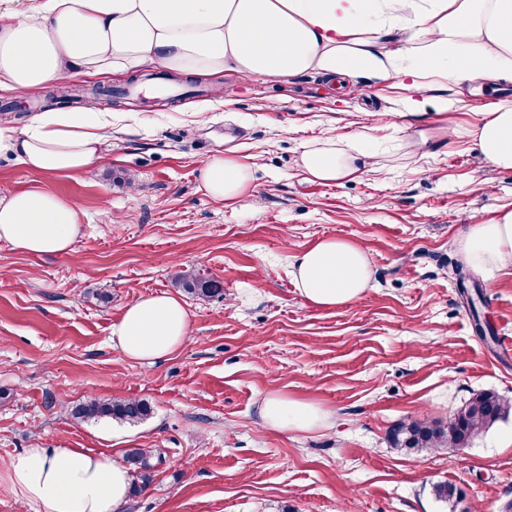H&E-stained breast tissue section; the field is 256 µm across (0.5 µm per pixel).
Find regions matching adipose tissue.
<instances>
[{
	"label": "adipose tissue",
	"mask_w": 512,
	"mask_h": 512,
	"mask_svg": "<svg viewBox=\"0 0 512 512\" xmlns=\"http://www.w3.org/2000/svg\"><path fill=\"white\" fill-rule=\"evenodd\" d=\"M153 65L185 79L231 72L280 80L312 71L377 82L437 74L455 81L512 75V0H34L0 11V89L31 93L66 75L132 74ZM109 121L100 112H43L23 128L0 120V156L30 170L77 177L104 163ZM493 168L512 170V104L484 113L473 128ZM374 154L364 139L322 140L301 155L310 179L333 184L362 174ZM214 199L244 203L252 165L214 155L200 169ZM82 211L44 188L0 189V240L23 252L65 254L81 231ZM476 271L512 267V209L467 227L456 242ZM291 276L319 308L358 299L371 286L365 252L324 238L293 256ZM189 329L182 301L161 293L130 304L112 340L134 361L178 351ZM271 429L314 432L330 418L322 406L283 394L266 397ZM14 487L45 512H119L132 478L111 455L80 448H28L11 457Z\"/></svg>",
	"instance_id": "adipose-tissue-1"
}]
</instances>
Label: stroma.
Here are the masks:
<instances>
[{
    "mask_svg": "<svg viewBox=\"0 0 512 512\" xmlns=\"http://www.w3.org/2000/svg\"><path fill=\"white\" fill-rule=\"evenodd\" d=\"M148 66L102 77L142 99L113 106L105 165L73 178L0 158V184L47 188L76 203L84 224L64 255L33 256L0 241V512H43L18 494L3 463L26 448H82L122 458L149 448L152 481L122 512H449L433 488L453 484L462 507L512 512V413L468 447L407 452L392 426L445 423L477 392L512 402V271L471 272L483 294L457 286L456 240L474 220L512 208V170L493 169L468 131L512 103V81L360 78L363 93L314 72L281 81H180L152 103ZM50 90H0V116L21 127L60 111ZM447 107H440V100ZM366 133L375 164L336 184L312 181L303 144ZM254 163L248 206L221 202L199 177L205 159ZM360 245L372 286L317 308L290 261L316 241ZM218 281L202 297L175 284ZM168 293L189 334L152 364L111 340L125 308ZM486 321L492 338L479 337ZM331 413L312 433L268 428L272 394ZM88 397L144 399L129 425L77 422Z\"/></svg>",
    "mask_w": 512,
    "mask_h": 512,
    "instance_id": "obj_1",
    "label": "stroma"
}]
</instances>
